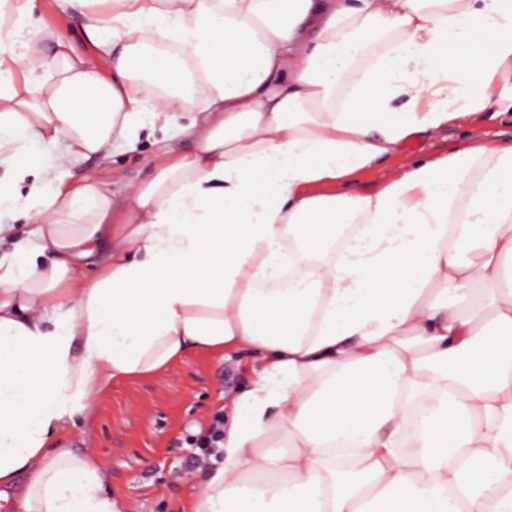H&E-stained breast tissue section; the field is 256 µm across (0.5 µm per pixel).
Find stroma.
Segmentation results:
<instances>
[{
  "label": "stroma",
  "mask_w": 512,
  "mask_h": 512,
  "mask_svg": "<svg viewBox=\"0 0 512 512\" xmlns=\"http://www.w3.org/2000/svg\"><path fill=\"white\" fill-rule=\"evenodd\" d=\"M84 9L60 11L53 0H32L31 21L46 26L54 38L89 56L83 34ZM189 113L156 137L142 141L138 152L115 153L108 160L90 158L73 171L72 184L91 178L120 199L128 184L147 179L161 148L192 152L195 144L184 128ZM499 144L512 143V112H479L435 131L411 136L395 153L356 173L364 189L382 185L401 166L428 159L468 143L472 133ZM254 355L240 351L231 358L208 350H192L165 371L118 380L96 399L90 418L72 429L69 447L88 450L101 464L104 490L128 512H183L208 478V468L192 466L196 451L186 438L207 428L212 413L228 404L239 388L250 387Z\"/></svg>",
  "instance_id": "obj_1"
}]
</instances>
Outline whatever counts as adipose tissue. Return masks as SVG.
<instances>
[{
  "instance_id": "1",
  "label": "adipose tissue",
  "mask_w": 512,
  "mask_h": 512,
  "mask_svg": "<svg viewBox=\"0 0 512 512\" xmlns=\"http://www.w3.org/2000/svg\"><path fill=\"white\" fill-rule=\"evenodd\" d=\"M29 14L0 0V168L28 186L0 211L38 225L0 257V499L126 512L64 424L112 381L248 348L185 512H512V145L351 179L512 109V0H119L86 17L91 58ZM188 109L194 151L161 150L122 202L67 189ZM477 130L482 138L498 144L512 143V112H478L466 119L435 131L411 136L395 153L378 159L372 167L353 175L361 188L375 189L385 177L401 166L417 160L447 153L470 141Z\"/></svg>"
}]
</instances>
